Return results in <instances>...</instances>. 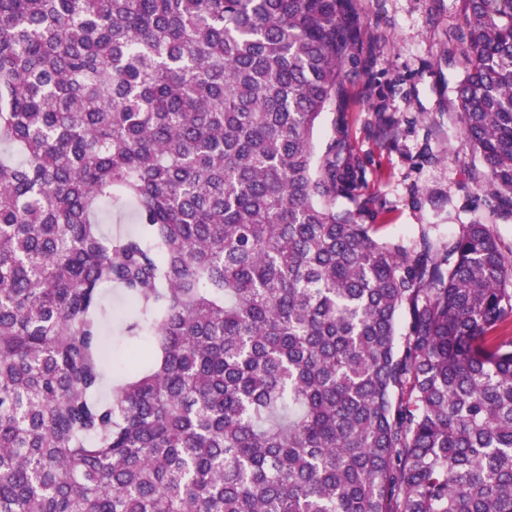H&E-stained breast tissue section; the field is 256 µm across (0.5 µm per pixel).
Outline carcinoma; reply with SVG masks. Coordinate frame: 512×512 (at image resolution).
Returning a JSON list of instances; mask_svg holds the SVG:
<instances>
[{"mask_svg": "<svg viewBox=\"0 0 512 512\" xmlns=\"http://www.w3.org/2000/svg\"><path fill=\"white\" fill-rule=\"evenodd\" d=\"M461 2L462 149L512 216V0ZM371 56L356 0H0V512H512V251L376 237ZM102 229L104 232L112 233H125L132 231L136 226V215L133 207L128 208L121 214L112 212V217H106L103 221ZM104 295L106 308L108 311H112V326L108 325L106 345L112 355V360L119 362L118 359H121L127 351V345L120 337L118 321V317L126 309V303L118 288H109Z\"/></svg>", "mask_w": 512, "mask_h": 512, "instance_id": "obj_1", "label": "carcinoma"}]
</instances>
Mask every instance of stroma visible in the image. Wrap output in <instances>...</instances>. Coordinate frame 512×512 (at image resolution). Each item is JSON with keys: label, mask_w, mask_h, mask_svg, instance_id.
<instances>
[{"label": "stroma", "mask_w": 512, "mask_h": 512, "mask_svg": "<svg viewBox=\"0 0 512 512\" xmlns=\"http://www.w3.org/2000/svg\"><path fill=\"white\" fill-rule=\"evenodd\" d=\"M357 9L374 60L348 89V138L365 161L361 194L376 203L379 238L407 245L424 224L446 238L479 220L495 225L512 247V218L490 215L472 189L473 162L462 153L458 0H357ZM384 113L397 122L394 135L386 133Z\"/></svg>", "instance_id": "obj_1"}]
</instances>
